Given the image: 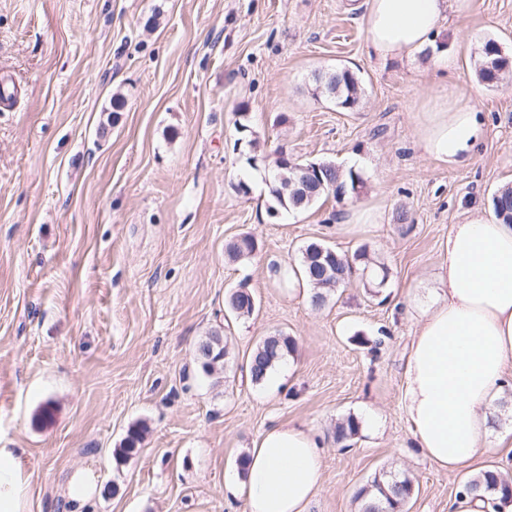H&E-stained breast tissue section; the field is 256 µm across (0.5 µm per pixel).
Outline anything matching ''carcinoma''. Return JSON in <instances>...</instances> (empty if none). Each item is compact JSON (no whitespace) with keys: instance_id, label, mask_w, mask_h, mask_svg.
Returning <instances> with one entry per match:
<instances>
[{"instance_id":"cac0c4a2","label":"carcinoma","mask_w":512,"mask_h":512,"mask_svg":"<svg viewBox=\"0 0 512 512\" xmlns=\"http://www.w3.org/2000/svg\"><path fill=\"white\" fill-rule=\"evenodd\" d=\"M485 59H480L476 66V74L480 82L496 85L512 74V62L504 63V71L493 74L484 67ZM317 79L326 91L325 97L334 100L336 106L344 110H353L361 102L364 89L358 78L347 68H337L333 71L316 72ZM236 131L239 137L235 140L234 150L246 158L255 156L257 138L247 120V113L242 112L236 121ZM273 165L275 174L270 187V202L267 212L274 217L280 211L301 212L309 209L320 200L329 196H337L336 190L324 187L315 193L292 196L288 190L291 180L298 177V172L292 170L290 164L301 163L297 157L288 152L283 146L275 152ZM324 182H332L344 188L346 194L356 196L364 186V179L360 171L348 168L342 170L338 167L327 169L322 174ZM492 210L495 216L512 224V185L500 187L493 195ZM256 240L250 234H243L230 242L227 252L230 258L236 260L252 255L256 250ZM328 249L319 243H310L301 251L298 273L312 286L310 297L311 306L320 308L325 305L327 293L342 288L350 281L355 265L370 261L367 250L360 248L352 256L336 255L332 266L324 270L319 266L318 248ZM251 291L243 284L232 291L228 296L227 308L231 315L242 318L252 315L256 302L250 298ZM224 339L220 330H213L198 346L210 345L213 347L212 356L206 361L198 362L203 373L212 375L223 368L228 355L226 345L218 344ZM295 342L288 336L276 334L264 337L252 350L246 362V373L251 384L260 385L269 370L275 363L294 351ZM358 423L350 418L336 426L335 441L343 445L358 434ZM144 429L132 427L128 430L123 447L119 452L129 456L137 450L141 443ZM412 493V481L409 478L391 482L374 477L369 486L362 489L359 498L364 500L362 512H405L406 504ZM478 495L485 499L492 512H500L502 506L512 500V477L502 476L494 471H487L482 476L465 481L457 493V497L464 495Z\"/></svg>"}]
</instances>
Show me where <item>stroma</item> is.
I'll return each mask as SVG.
<instances>
[{"label": "stroma", "instance_id": "35a3bbf8", "mask_svg": "<svg viewBox=\"0 0 512 512\" xmlns=\"http://www.w3.org/2000/svg\"><path fill=\"white\" fill-rule=\"evenodd\" d=\"M364 0H0V447L19 449L28 512H73L77 472L96 492L82 512H244L224 484L273 425L325 438L309 512H361L379 473L410 477L409 512H453L463 473L431 464L401 407L418 314L440 244L512 183V79L480 83L487 39L512 52V0H468L431 54H371ZM349 67L365 94L351 111L313 94L315 71ZM474 97L487 132L471 162L417 147L416 115L437 96ZM246 110L262 154L364 161L359 194L300 212H267L268 163L237 151ZM247 183L248 193L237 190ZM383 204L380 224L344 225ZM414 221H395L399 208ZM258 244L231 260L242 234ZM317 242L366 247L384 285L355 271L315 309L277 272ZM247 282L256 310L233 318ZM223 329L228 356L206 375L195 348ZM295 342L274 387L244 365L266 336ZM374 416L348 447L337 423ZM138 453L119 456L132 426Z\"/></svg>", "mask_w": 512, "mask_h": 512}]
</instances>
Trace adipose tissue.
Listing matches in <instances>:
<instances>
[{
    "label": "adipose tissue",
    "instance_id": "1",
    "mask_svg": "<svg viewBox=\"0 0 512 512\" xmlns=\"http://www.w3.org/2000/svg\"><path fill=\"white\" fill-rule=\"evenodd\" d=\"M466 0H365L364 25L377 58L410 61L432 46L449 11ZM485 133L471 104H441L418 118L422 153L445 165L471 160ZM432 303L405 365L401 404L424 456L445 469L512 447L496 433L494 401L512 391V224L480 211L454 225ZM322 443L292 423L270 427L247 453L243 479L229 482L246 512H308L322 480ZM17 449L0 448V512H27L29 481Z\"/></svg>",
    "mask_w": 512,
    "mask_h": 512
}]
</instances>
